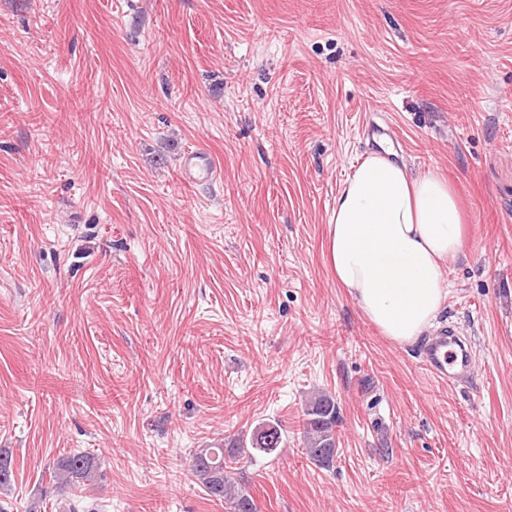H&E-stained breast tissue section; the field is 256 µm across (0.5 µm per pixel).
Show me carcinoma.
Instances as JSON below:
<instances>
[{
  "label": "carcinoma",
  "mask_w": 512,
  "mask_h": 512,
  "mask_svg": "<svg viewBox=\"0 0 512 512\" xmlns=\"http://www.w3.org/2000/svg\"><path fill=\"white\" fill-rule=\"evenodd\" d=\"M336 402L327 394L315 395L305 412L304 437L306 453L315 463L328 466L333 460L336 448ZM269 432L271 439L259 443L257 436L251 438V448L265 454L275 452L282 444L281 427L278 424L260 427V432ZM238 448H226L224 445L201 448L192 454L189 467L201 484L205 493L218 501L229 505V512H258L250 494L238 488L227 470L226 462L240 461ZM51 477L53 485L42 491L41 498L30 503L29 512H38L40 502L53 493L61 498L60 512H79L80 495L83 487L97 482L98 467L92 457L83 453H74L57 459L53 464ZM14 481V462L12 455L0 448V490L7 489Z\"/></svg>",
  "instance_id": "cac0c4a2"
}]
</instances>
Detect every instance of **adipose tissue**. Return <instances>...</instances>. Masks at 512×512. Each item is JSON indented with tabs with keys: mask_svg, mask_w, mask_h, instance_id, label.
Instances as JSON below:
<instances>
[{
	"mask_svg": "<svg viewBox=\"0 0 512 512\" xmlns=\"http://www.w3.org/2000/svg\"><path fill=\"white\" fill-rule=\"evenodd\" d=\"M327 231L337 284L383 336L412 344L429 332L448 297L447 262L463 251L444 180L371 155L341 185Z\"/></svg>",
	"mask_w": 512,
	"mask_h": 512,
	"instance_id": "obj_1",
	"label": "adipose tissue"
}]
</instances>
